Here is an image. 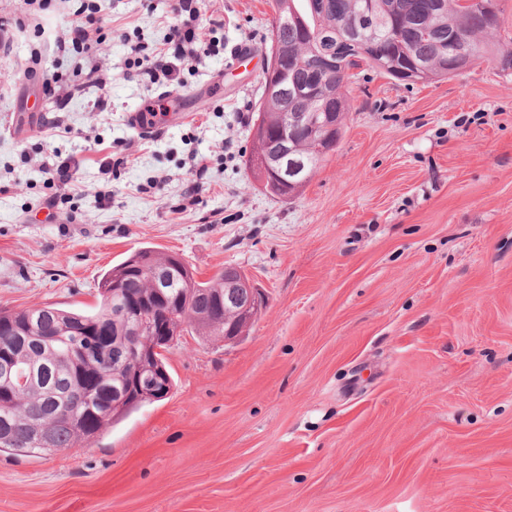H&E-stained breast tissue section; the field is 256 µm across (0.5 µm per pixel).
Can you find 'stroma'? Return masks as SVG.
<instances>
[{"instance_id":"35a3bbf8","label":"stroma","mask_w":512,"mask_h":512,"mask_svg":"<svg viewBox=\"0 0 512 512\" xmlns=\"http://www.w3.org/2000/svg\"><path fill=\"white\" fill-rule=\"evenodd\" d=\"M80 4L0 0V308L96 309L102 275L143 247L202 280L236 267L266 304L237 342L181 336L169 397L90 443L0 452V512H512V71L494 54L512 0L452 78L357 70L336 148L284 201L245 165L272 0H206L225 53L182 71L181 114L145 139L127 114L160 87L128 78L129 45L161 46L168 0H98L104 112L95 88L62 111L46 90L74 66L54 37ZM78 129L127 168L102 173ZM52 152L82 168L50 221L36 160ZM194 152L217 161L182 212Z\"/></svg>"}]
</instances>
